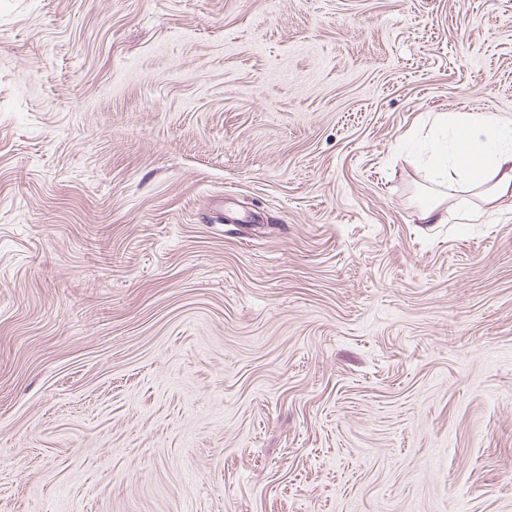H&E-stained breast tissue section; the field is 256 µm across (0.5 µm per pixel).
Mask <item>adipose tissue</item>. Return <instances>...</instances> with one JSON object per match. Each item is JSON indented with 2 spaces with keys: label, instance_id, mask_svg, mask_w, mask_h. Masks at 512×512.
<instances>
[{
  "label": "adipose tissue",
  "instance_id": "obj_1",
  "mask_svg": "<svg viewBox=\"0 0 512 512\" xmlns=\"http://www.w3.org/2000/svg\"><path fill=\"white\" fill-rule=\"evenodd\" d=\"M438 125L456 137L433 175L449 195L471 194L489 207L512 198V121L477 112L436 115Z\"/></svg>",
  "mask_w": 512,
  "mask_h": 512
}]
</instances>
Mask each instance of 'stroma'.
<instances>
[{"mask_svg": "<svg viewBox=\"0 0 512 512\" xmlns=\"http://www.w3.org/2000/svg\"><path fill=\"white\" fill-rule=\"evenodd\" d=\"M512 0H0V512H512ZM435 122L463 133L432 172L446 184L448 196L471 194L491 208L512 198V121L454 112L437 114ZM453 206H446L442 193L437 195L432 202L424 205L419 212L418 219L422 224L448 223V213Z\"/></svg>", "mask_w": 512, "mask_h": 512, "instance_id": "35a3bbf8", "label": "stroma"}]
</instances>
